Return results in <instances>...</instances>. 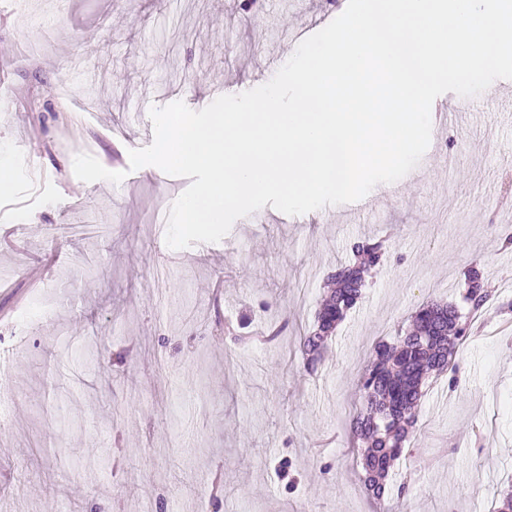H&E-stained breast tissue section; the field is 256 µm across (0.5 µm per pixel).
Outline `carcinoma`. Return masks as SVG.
I'll return each instance as SVG.
<instances>
[{
    "label": "carcinoma",
    "instance_id": "1",
    "mask_svg": "<svg viewBox=\"0 0 512 512\" xmlns=\"http://www.w3.org/2000/svg\"><path fill=\"white\" fill-rule=\"evenodd\" d=\"M352 252L354 263L327 274L331 291L322 300L313 326L299 337L296 354L308 372L315 370L328 339L361 298L366 275L382 263L386 247L382 241L356 242ZM493 300L481 271L471 267L463 295L467 315L482 311ZM470 328L471 320H461L456 305L425 303L411 315L407 333L391 343H376L370 353L359 379L361 402L349 413L348 434L353 443L365 445L364 486L374 499H389L388 479L417 423L422 387L434 374L456 371L455 355ZM280 331L272 325L260 333L238 335L231 325H225V332L241 345L267 346L278 339Z\"/></svg>",
    "mask_w": 512,
    "mask_h": 512
}]
</instances>
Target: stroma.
Wrapping results in <instances>:
<instances>
[{
  "label": "stroma",
  "mask_w": 512,
  "mask_h": 512,
  "mask_svg": "<svg viewBox=\"0 0 512 512\" xmlns=\"http://www.w3.org/2000/svg\"><path fill=\"white\" fill-rule=\"evenodd\" d=\"M347 0H0V512H382L358 480L345 422L376 341L430 300L459 302L469 267L499 305L430 379L393 473L402 512H493L512 485V96L500 79L480 112L433 125L412 177L350 221L331 206L284 217L266 206L217 243L173 250L157 234L188 178L112 162L154 139L150 107L200 110L242 79L270 81L268 55L309 11ZM40 31L46 47L31 55ZM68 81L72 99L53 92ZM121 183H86L77 154ZM386 260L329 338L315 371L289 368L324 278L358 241ZM224 283L223 301L209 284ZM282 326L271 346L224 335ZM102 338L100 358L87 352Z\"/></svg>",
  "instance_id": "35a3bbf8"
}]
</instances>
